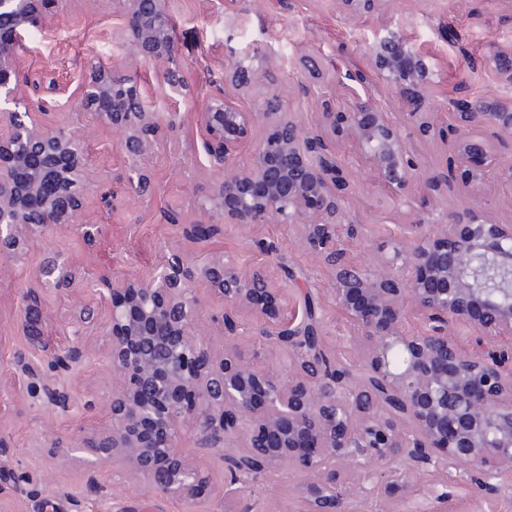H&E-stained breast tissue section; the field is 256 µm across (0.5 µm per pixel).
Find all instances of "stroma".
I'll use <instances>...</instances> for the list:
<instances>
[{"mask_svg": "<svg viewBox=\"0 0 512 512\" xmlns=\"http://www.w3.org/2000/svg\"><path fill=\"white\" fill-rule=\"evenodd\" d=\"M176 23L175 66L184 75L190 96L170 98L158 66L130 56L121 32L123 17L112 0H72L67 12L49 19L19 52L20 75L43 72L69 90H77L90 61L134 78L159 111L174 112L179 125L170 145L148 157L152 173L150 198L134 199L127 188V164L110 126L94 123L74 105H60L47 115L54 125L84 133L87 141L85 176L88 194L80 216L85 224L101 225L88 242L65 230L30 241L16 255H0V439L12 450L9 465L21 483H0V512H186L185 504L157 496L147 484L119 468L104 474L99 488L89 487L83 467L62 444L79 428L105 426V410L118 378L107 354L109 337L88 328L82 339L84 356L66 373L63 383L72 405L63 411L30 394L17 363H44L63 347L71 319L84 304L86 288L99 272L113 279L142 277L164 261L169 249H179L198 263L215 256L244 270L264 269L272 283L288 288V315H301L304 294H311L324 317L328 349H336L350 329L334 299L331 272L298 243L285 224H259L247 229L225 228L206 242L186 238L182 225L167 223L165 211H179L184 223L203 220L199 202L216 179L206 170L195 114L208 102L224 74L227 48L250 46L256 83L247 89L226 86L229 102L256 107L268 84L267 74L281 82L301 76L300 60L321 59L327 70L361 72L358 92L384 111L398 109L391 90L374 67L370 48L376 32L398 26L406 40L426 52L431 82L438 97L487 96L512 99V84L500 81L491 58L512 51V0H394L376 13L352 16L337 0H169ZM351 177L361 189L351 204L359 224L356 238L346 240L349 257H369L376 247L390 245L401 225L430 224L444 219L448 209L474 207L502 224H512V187L488 181L475 192L451 191L446 202L417 192L412 209L383 206V189L361 166ZM272 252H265L263 244ZM67 256L81 290L63 297L44 288L35 273L47 253ZM42 296V333L28 335L19 316L24 295ZM186 455L202 458L209 478V496L196 512H224L227 470L217 455H202L195 434L181 439ZM292 479L282 475L257 478L242 503L244 512H293L287 494Z\"/></svg>", "mask_w": 512, "mask_h": 512, "instance_id": "stroma-1", "label": "stroma"}]
</instances>
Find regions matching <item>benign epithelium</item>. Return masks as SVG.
Here are the masks:
<instances>
[{"instance_id":"7a95c632","label":"benign epithelium","mask_w":512,"mask_h":512,"mask_svg":"<svg viewBox=\"0 0 512 512\" xmlns=\"http://www.w3.org/2000/svg\"><path fill=\"white\" fill-rule=\"evenodd\" d=\"M70 0H0V253L62 228L87 240L97 224H80L87 192L83 138L39 124L68 89L52 80L27 79L40 105L20 112L16 55L33 30ZM382 0H340L350 15L369 14ZM125 16V43L133 54L162 66L172 93L187 86L172 77L174 45L167 38V0H112ZM374 66L394 93L399 119L362 103L357 74L336 81L351 98L321 102L317 125L303 127L295 112L277 111L272 88L256 108L210 99L197 113L208 168L222 173L200 203L206 223L184 226L204 242L223 224H289L298 239L332 271L336 305L351 326L339 373L327 375L316 358L326 353L322 314L291 328L288 292L263 272H243L215 258L200 265L171 251L148 279H96L95 298L83 308L70 344L47 370L60 375L83 356L82 330L93 325L111 336L108 362L121 376L107 410L112 422L84 431L68 446L87 481L124 465L157 495L192 506L208 489L202 461H188L179 446L192 432L204 454H218L233 471L224 482V512H240L247 483L286 472L298 478L297 512H343L345 501H373L379 512H466L464 501L483 490L510 491L512 483V224H499L473 208L448 212L441 224H404L389 256L358 263L341 248L354 238L350 200L357 191L350 166L336 152L350 143L385 190V202L410 208L423 188L443 199L460 180L476 190L490 176L512 186V164L502 163L487 136L512 139V100L452 98L453 125L434 112L427 56L386 27L372 46ZM251 50L224 60V81L244 89L256 80L246 65ZM329 79L313 59L290 90L306 96ZM77 104L119 135L130 194L150 197L153 181L142 161L163 147L177 113L159 112L136 81L93 64ZM262 127L263 136L254 139ZM454 137L450 164L430 170L416 142ZM252 149L241 167L236 156ZM43 284L76 291L70 263L60 252L36 271ZM222 300L224 312L200 325V294ZM260 323L264 352L235 345L212 353L209 335L233 336L238 316ZM29 335L41 334L42 302L31 294L20 308ZM463 326L468 347L454 336ZM280 356L277 369L259 358ZM30 391L69 408V395L43 382L44 370L27 368Z\"/></svg>"}]
</instances>
